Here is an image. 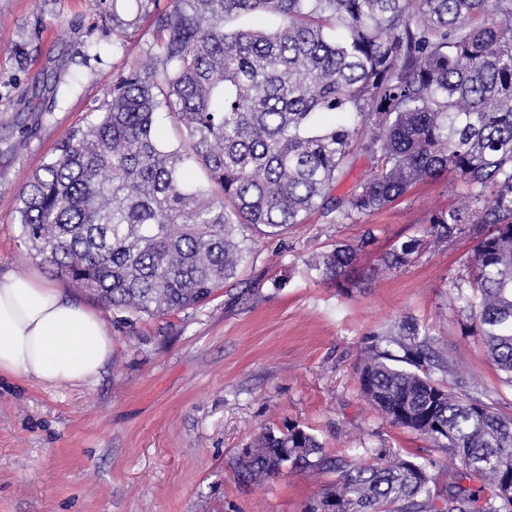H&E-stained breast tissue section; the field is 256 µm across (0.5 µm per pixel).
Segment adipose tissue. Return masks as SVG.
Masks as SVG:
<instances>
[{"label": "adipose tissue", "instance_id": "1", "mask_svg": "<svg viewBox=\"0 0 512 512\" xmlns=\"http://www.w3.org/2000/svg\"><path fill=\"white\" fill-rule=\"evenodd\" d=\"M112 354L105 323L33 278H0V375L44 384L96 380Z\"/></svg>", "mask_w": 512, "mask_h": 512}]
</instances>
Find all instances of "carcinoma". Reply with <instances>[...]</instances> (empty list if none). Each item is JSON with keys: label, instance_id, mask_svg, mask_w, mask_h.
<instances>
[{"label": "carcinoma", "instance_id": "carcinoma-1", "mask_svg": "<svg viewBox=\"0 0 512 512\" xmlns=\"http://www.w3.org/2000/svg\"><path fill=\"white\" fill-rule=\"evenodd\" d=\"M259 14L276 26L248 24ZM155 30L98 120L19 192L24 244L56 276L114 310L196 309L250 260L251 232L280 237L315 211L360 219L448 174L467 192L375 271L469 234L456 301L512 384V0H170ZM162 111L176 147L156 134ZM357 151L369 176L332 195ZM358 251L338 244L309 266L341 283ZM381 342L362 359L361 391L459 459L448 483L410 457L378 467L333 454L298 424L251 441L227 462L233 475H333L303 512H512V415L473 377L435 380L456 366L416 324Z\"/></svg>", "mask_w": 512, "mask_h": 512}]
</instances>
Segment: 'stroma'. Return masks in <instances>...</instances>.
<instances>
[{"label":"stroma","instance_id":"stroma-1","mask_svg":"<svg viewBox=\"0 0 512 512\" xmlns=\"http://www.w3.org/2000/svg\"><path fill=\"white\" fill-rule=\"evenodd\" d=\"M154 21L146 0H0V277H39L112 335L95 381L0 377V512H302L325 476L286 470L240 484L227 470L263 428L292 424L368 464L413 453L444 482L458 459L385 420L361 392L358 362L409 319L459 376L512 404L455 300L469 236L431 246L403 271L371 274L455 202L463 188L448 177L370 216L330 224L316 212L285 238L259 237L238 278L198 310L107 309L26 248L19 190L72 128L94 122L114 77L152 43ZM337 244L360 249L342 285L307 266Z\"/></svg>","mask_w":512,"mask_h":512}]
</instances>
